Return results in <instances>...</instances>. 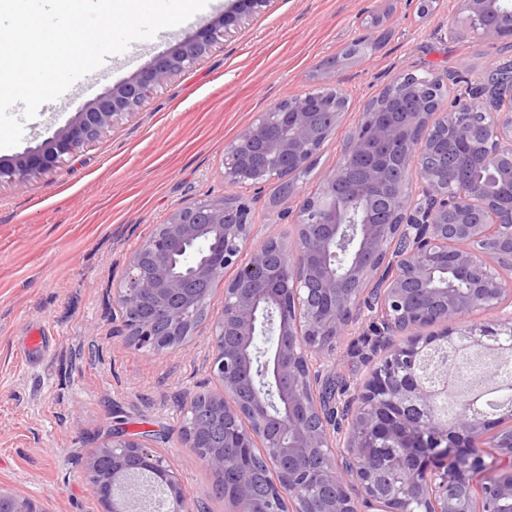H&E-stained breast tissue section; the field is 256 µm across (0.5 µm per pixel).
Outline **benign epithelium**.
I'll list each match as a JSON object with an SVG mask.
<instances>
[{
    "mask_svg": "<svg viewBox=\"0 0 512 512\" xmlns=\"http://www.w3.org/2000/svg\"><path fill=\"white\" fill-rule=\"evenodd\" d=\"M512 0H461L466 26L487 40L512 38ZM271 0H234L224 15L155 57L131 80L86 105L40 146L0 159V186L26 185L58 167L106 128L133 113L157 88L194 67L231 29L264 11ZM436 80L398 75L365 112L341 163L326 171L317 196L288 180L279 203L294 214L289 243L257 238L250 202L242 197L199 199L175 208L130 256L113 289L117 332L138 348L176 349L194 336L214 285L224 282V310L208 332L209 371L217 387L205 400L184 404L180 433L215 475L225 477L226 449L243 460L260 448L268 488L259 496L249 469L224 497L228 512H512V412L509 425L476 409L478 392L494 385L479 372L458 382V336H469L465 356L485 368L512 360V345L491 346L489 335H512V277L499 271L512 256L511 90L493 93L491 136L480 157L493 192L464 195L448 170V146L471 147L482 124L450 112L437 97ZM345 105L335 86L280 102L224 149L223 178L261 186L287 180L310 164ZM418 173L415 187L406 171ZM201 247L187 271L177 257ZM229 268L235 269L226 277ZM466 284L436 286V273ZM381 336L401 338L383 360L444 361L441 387L409 371L390 378L375 368L337 411L329 382L337 340L361 316V296ZM488 316L484 321L476 314ZM270 334L259 382L257 337ZM457 407L452 418L435 401ZM347 421V429L337 416ZM383 443L412 468L396 473L420 491L419 508L379 494L376 469L363 449ZM494 448L505 466L482 474V449ZM152 481L140 493L165 496V512H189L182 481L168 459L137 433H111L90 453L87 473L101 512H154L135 502L134 475ZM0 512H42L38 502L0 490Z\"/></svg>",
    "mask_w": 512,
    "mask_h": 512,
    "instance_id": "7a95c632",
    "label": "benign epithelium"
}]
</instances>
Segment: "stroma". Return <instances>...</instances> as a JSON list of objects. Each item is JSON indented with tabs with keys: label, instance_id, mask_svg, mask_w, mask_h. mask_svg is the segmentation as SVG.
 Wrapping results in <instances>:
<instances>
[{
	"label": "stroma",
	"instance_id": "obj_1",
	"mask_svg": "<svg viewBox=\"0 0 512 512\" xmlns=\"http://www.w3.org/2000/svg\"><path fill=\"white\" fill-rule=\"evenodd\" d=\"M420 3L273 0L75 157L31 184L0 188V489L39 501L45 512H99L86 461L107 434L123 430L169 457L191 512H225L211 492L213 474L180 435L185 399L214 385L207 325L173 352L136 348L114 332L113 289L154 226L207 195L253 199L261 235H294L292 216L273 203L276 181L258 189L224 181V149L259 113L321 87L323 75L347 105L298 179L307 195L340 162L366 105L399 73L465 71L476 86L512 63V39L467 30L459 0H431L425 13ZM231 4L220 0L168 29L162 48L138 41L113 56L108 71L42 105L25 121L22 142L0 149V158L38 146ZM367 39L378 48L348 56ZM36 325L53 342L31 363L24 339ZM370 337L365 312L337 343V402L380 364Z\"/></svg>",
	"mask_w": 512,
	"mask_h": 512
}]
</instances>
